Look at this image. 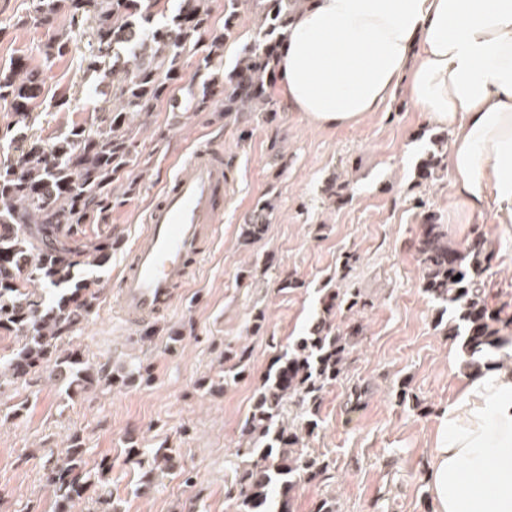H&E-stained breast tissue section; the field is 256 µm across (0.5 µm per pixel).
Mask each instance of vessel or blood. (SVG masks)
<instances>
[{
	"label": "vessel or blood",
	"instance_id": "1",
	"mask_svg": "<svg viewBox=\"0 0 512 512\" xmlns=\"http://www.w3.org/2000/svg\"><path fill=\"white\" fill-rule=\"evenodd\" d=\"M229 173L217 143L194 148L144 216L118 280V315L139 328L173 311L219 235Z\"/></svg>",
	"mask_w": 512,
	"mask_h": 512
}]
</instances>
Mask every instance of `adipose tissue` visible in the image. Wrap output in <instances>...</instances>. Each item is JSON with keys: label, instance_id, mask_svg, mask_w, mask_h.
<instances>
[{"label": "adipose tissue", "instance_id": "obj_1", "mask_svg": "<svg viewBox=\"0 0 512 512\" xmlns=\"http://www.w3.org/2000/svg\"><path fill=\"white\" fill-rule=\"evenodd\" d=\"M278 72L290 111L354 126L404 90L448 128L453 194L512 222V0H309ZM435 512H512V363L467 377L431 450Z\"/></svg>", "mask_w": 512, "mask_h": 512}]
</instances>
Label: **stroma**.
Returning <instances> with one entry per match:
<instances>
[{"label": "stroma", "instance_id": "obj_1", "mask_svg": "<svg viewBox=\"0 0 512 512\" xmlns=\"http://www.w3.org/2000/svg\"><path fill=\"white\" fill-rule=\"evenodd\" d=\"M31 11L32 0H0V65L23 56L42 68L45 95L30 116V131L49 142L94 116L97 101L84 73L89 31L61 11L55 31L68 35L70 51L45 63L35 47L51 31L28 24ZM61 92L76 98V110L57 111L54 97ZM276 128L288 154V169L278 178L268 164ZM439 131L402 91L355 127L316 128L283 109L273 126L254 115L245 139L213 113L187 112L177 120L159 106L141 136L139 193L114 206L107 223L85 227L87 236L110 234L119 243L98 308L63 341L92 366L106 364L115 372L145 367L152 380L100 385L73 401L46 371L28 385L0 383V512H55L44 464L74 433L83 437L91 462H111L107 488L121 512H229L225 493L246 463L236 450L253 395L284 346L305 335L320 314L323 291L335 285L348 255V280L373 305L358 316V344L344 376L324 392L322 423L308 441L329 469L297 485L288 512H316L325 499L336 512H434L430 448L442 411L470 370L459 340L436 325L439 304L421 288L413 243L423 212L447 225L452 244L484 235L493 253L483 274L488 305L512 312V224L499 223L491 209L468 213L448 176L417 182L416 167ZM216 136L237 154L219 219L222 233L170 315L127 327L114 312L118 275L144 211L175 163ZM333 175L350 184L340 206L322 193ZM271 187L278 195L273 220L261 241L242 247L244 216ZM248 262L269 270L256 281H240L238 269ZM283 273L302 281V288L279 290ZM260 310L266 322L256 333L251 320ZM172 328L181 331L179 342L170 340ZM228 345L246 351L248 373L223 391H210ZM404 381L411 396L405 404L399 401ZM357 390L362 399L354 408L349 397ZM130 434L145 449L163 443L176 448L192 483L160 475L141 484L139 469L124 461Z\"/></svg>", "mask_w": 512, "mask_h": 512}]
</instances>
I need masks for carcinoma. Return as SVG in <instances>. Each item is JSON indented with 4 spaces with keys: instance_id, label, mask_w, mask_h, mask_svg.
<instances>
[{
    "instance_id": "1",
    "label": "carcinoma",
    "mask_w": 512,
    "mask_h": 512,
    "mask_svg": "<svg viewBox=\"0 0 512 512\" xmlns=\"http://www.w3.org/2000/svg\"><path fill=\"white\" fill-rule=\"evenodd\" d=\"M72 19L91 28V45L85 56V73L101 98L89 123H75L52 143L26 132L30 113L44 97L41 73L22 59L0 67V104L14 112L16 126L0 134L10 137L17 161L0 166V339L19 344L14 357L0 366V378L27 382L43 367L53 377H63L66 393L77 395L97 382L112 385L144 381L143 372L119 376L102 367L89 372L74 350L59 349L93 313L100 299V279L90 274L106 267L112 239L79 242L86 224H106L112 205L122 196L137 193L133 168L138 158L140 124L158 105L171 111L216 112L224 123L239 126L256 108L274 116L279 100L270 78L278 67L280 49L297 12L309 0H224V22L216 24L212 0H179L178 10L163 14L165 0H66ZM249 4L255 20L253 43L237 56L230 70L213 71L222 63L224 49L236 31L240 10ZM61 11V0H36L30 22L51 29ZM70 51L69 38L56 33L40 47L45 63ZM195 59L196 70L185 81L183 68ZM183 91L182 97L175 92ZM283 137L270 139L268 162L277 172L287 166L281 150ZM435 149L419 165L423 182L437 178L447 168L448 131L435 135ZM349 184L329 178L322 193L333 203L347 198ZM276 210V198L261 196L241 225L240 241L251 246L262 239ZM482 236L459 248L448 243V227L436 214L426 212L414 241L421 267V288L433 300L454 309L469 327L464 341L469 358L492 356L512 337L500 332L512 328V317L493 311L483 297L481 276L492 256ZM460 279H455V276ZM58 291L51 305L41 301L35 283ZM322 316L306 335L284 347L280 365L269 372L256 391L246 428L243 455L250 464L235 476L237 493H227L232 512H270L268 502L280 492L282 512L298 482L327 472V465L306 450L304 438L319 427L322 396L345 373L360 330L353 315L372 306L359 288L327 289ZM352 315L345 328L330 320L336 309ZM223 375L218 388L246 371L243 358L224 350ZM173 449H154L145 463L137 444L127 443L125 463L138 467L149 482L157 470L176 468ZM85 443L73 434L62 451L47 460V482L56 496V512H71L73 503L103 481L112 464L101 461L89 467Z\"/></svg>"
}]
</instances>
